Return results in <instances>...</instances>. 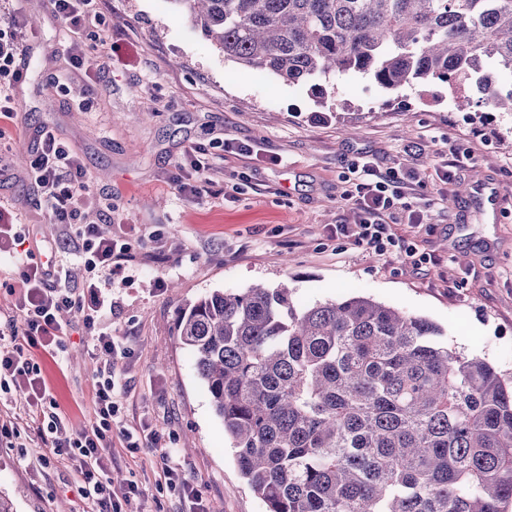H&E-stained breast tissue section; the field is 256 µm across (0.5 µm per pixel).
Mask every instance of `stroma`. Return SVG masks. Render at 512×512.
I'll return each instance as SVG.
<instances>
[{"mask_svg":"<svg viewBox=\"0 0 512 512\" xmlns=\"http://www.w3.org/2000/svg\"><path fill=\"white\" fill-rule=\"evenodd\" d=\"M13 11L25 56L17 117L0 123V219L25 226L38 261L72 251L26 178L25 159L49 128L87 173L97 200L87 221L113 233L133 224L145 236L112 283L116 311L99 324L128 348L114 369L127 391L118 416L127 427L149 418L208 506L266 512L177 336L183 309L209 291L284 286L302 305L363 295L429 319L449 349L512 376V113L458 111L440 81L386 90L352 71L317 96L225 59L173 0H105L80 33L77 69L47 0H0V15ZM228 140L253 151H225ZM198 152L211 164L202 178L189 164ZM364 163L425 174L424 184L409 182L410 212L392 230L429 264L413 268L341 233L357 218L343 193ZM474 184L495 191L498 207L459 194ZM67 332L66 351L39 350L35 360L69 434L90 416L99 363L92 334L75 322ZM34 454L0 449V494L16 512H81L73 469L40 467ZM112 470L137 481L138 512H186L157 449L113 447Z\"/></svg>","mask_w":512,"mask_h":512,"instance_id":"obj_1","label":"stroma"}]
</instances>
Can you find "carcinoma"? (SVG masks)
Wrapping results in <instances>:
<instances>
[{"instance_id":"carcinoma-1","label":"carcinoma","mask_w":512,"mask_h":512,"mask_svg":"<svg viewBox=\"0 0 512 512\" xmlns=\"http://www.w3.org/2000/svg\"><path fill=\"white\" fill-rule=\"evenodd\" d=\"M173 2L224 58L288 83L475 82L512 112L485 73L512 72V0ZM439 335L368 297L302 306L260 285L214 290L178 321L266 512H505L512 382Z\"/></svg>"}]
</instances>
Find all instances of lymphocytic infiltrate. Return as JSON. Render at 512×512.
I'll use <instances>...</instances> for the list:
<instances>
[{
  "mask_svg": "<svg viewBox=\"0 0 512 512\" xmlns=\"http://www.w3.org/2000/svg\"><path fill=\"white\" fill-rule=\"evenodd\" d=\"M21 54L15 37L0 30V119L10 121L16 116L11 88L20 76L17 60ZM27 178L40 188L41 201L55 223L74 232L76 265L85 274L87 295L81 298L63 287L69 269L53 261L38 262L34 251L25 247V238L16 225L0 224V241L10 244L9 256L25 285L15 304L20 320H9L7 330H0V395L13 393L21 400L18 411L0 413V447H16L22 418L32 419L36 437L44 447L36 456V463L44 468L61 461L71 465L80 483L83 512H126V504L138 493L137 484L132 482L127 483L123 493L112 489L113 439H120L123 447L133 450L158 447L162 450L166 484L189 498L188 512H208L175 464V449L161 447L155 432L126 428L117 418L123 389L114 380L112 366L122 356L124 346L120 340L96 331L102 313L112 306L100 291L99 279L124 272L131 258L129 237L104 236L96 225L82 223V211L92 202L85 173L78 158L52 130L42 131ZM344 197L354 201L363 212L359 224L343 230L355 245L380 255L395 249L413 265L427 263V255L418 253L413 246H398L388 222L405 197L403 179L397 170L381 172L363 165ZM65 310L72 312L86 331L96 332L93 354L100 369L92 417L74 437L62 439L58 436L61 421L55 412L57 403L32 350L38 346L52 352L64 350L67 330L60 314Z\"/></svg>",
  "mask_w": 512,
  "mask_h": 512,
  "instance_id": "lymphocytic-infiltrate-1",
  "label": "lymphocytic infiltrate"
}]
</instances>
